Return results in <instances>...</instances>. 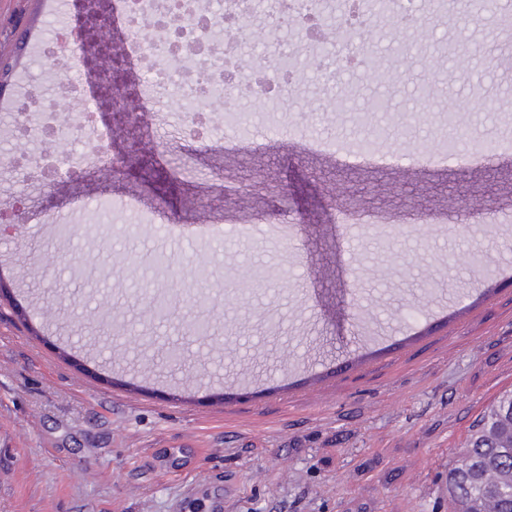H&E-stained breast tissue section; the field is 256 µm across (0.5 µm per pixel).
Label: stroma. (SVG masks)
Returning a JSON list of instances; mask_svg holds the SVG:
<instances>
[{
	"label": "stroma",
	"mask_w": 512,
	"mask_h": 512,
	"mask_svg": "<svg viewBox=\"0 0 512 512\" xmlns=\"http://www.w3.org/2000/svg\"><path fill=\"white\" fill-rule=\"evenodd\" d=\"M89 8L0 0V96L68 100L69 75L86 107L105 104L81 51L48 58ZM413 10L404 39L370 55L400 78L392 97L360 69L318 74L296 27L246 44L257 68L294 48L301 79L278 111L239 100L235 135L194 141L162 102L101 139L73 110L64 170L92 174L136 145L171 173L163 193L119 171L65 183L14 166L0 110V209L20 202L28 226L0 235V512H448L450 460L512 392V48L497 33L512 0ZM457 67L479 90L449 81ZM430 79L435 96L419 98ZM332 85L354 94L351 111H334ZM381 96L388 111L363 115ZM452 98L469 101L455 123ZM376 128L395 158L384 167L356 153ZM451 136L457 159L413 160ZM339 183L349 200L330 198ZM281 211L284 238L268 224ZM54 224L82 230L62 240ZM160 253L182 287L163 323L146 310ZM211 313L207 340L184 338L181 320Z\"/></svg>",
	"instance_id": "1"
}]
</instances>
